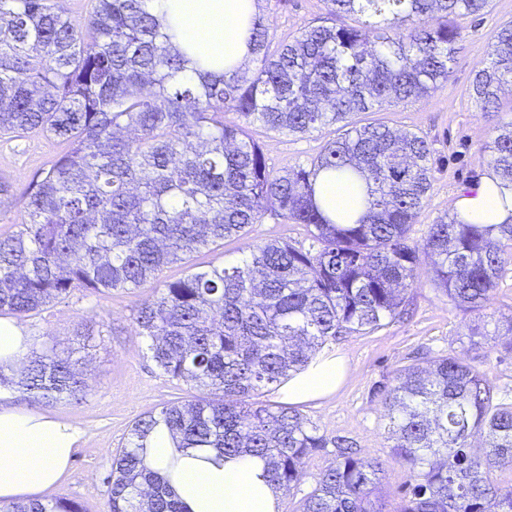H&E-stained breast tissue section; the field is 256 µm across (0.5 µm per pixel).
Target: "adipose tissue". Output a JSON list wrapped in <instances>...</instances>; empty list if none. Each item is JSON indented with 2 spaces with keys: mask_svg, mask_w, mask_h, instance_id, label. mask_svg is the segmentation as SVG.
I'll list each match as a JSON object with an SVG mask.
<instances>
[{
  "mask_svg": "<svg viewBox=\"0 0 512 512\" xmlns=\"http://www.w3.org/2000/svg\"><path fill=\"white\" fill-rule=\"evenodd\" d=\"M154 10L164 30L191 61L242 62L248 55L247 17L253 0H155ZM454 211L474 224L512 223V191L487 172L458 194ZM32 340L14 318L0 317V372L12 374L29 354ZM343 368L332 358L289 380L284 394L302 403L334 392ZM9 390L0 388V503L34 497L54 487L69 468L82 437L69 421L9 405ZM148 464L169 475L171 487L186 512H281V498L266 483L263 460L243 455L215 461L205 452L177 455L165 427L147 442Z\"/></svg>",
  "mask_w": 512,
  "mask_h": 512,
  "instance_id": "1",
  "label": "adipose tissue"
}]
</instances>
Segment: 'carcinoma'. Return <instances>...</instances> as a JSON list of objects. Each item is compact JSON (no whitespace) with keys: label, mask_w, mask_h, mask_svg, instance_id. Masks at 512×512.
<instances>
[{"label":"carcinoma","mask_w":512,"mask_h":512,"mask_svg":"<svg viewBox=\"0 0 512 512\" xmlns=\"http://www.w3.org/2000/svg\"><path fill=\"white\" fill-rule=\"evenodd\" d=\"M318 25L278 37L251 18L252 58L217 73L188 68L152 0H93L87 23L50 0H0V137L42 134L61 152L22 191L19 229L0 236V313L25 317L80 288L136 290L269 213L305 228L309 247L248 245L236 263L165 281L136 309L152 360L201 395L137 419L112 459L109 512H183L141 449L160 424L179 449L252 454L287 491L309 456L336 461L294 512H512V402L448 353L396 370L384 390L391 453L409 491L390 508L383 464L345 437L329 439L296 406L255 400L306 369L329 341L388 326L415 283L409 233L432 188L431 147L414 133L352 117L430 96L448 82L463 40L448 19L489 0H323ZM363 15L361 26L345 18ZM512 22L500 27L469 96L512 112ZM234 119L229 120L226 114ZM346 130L305 165L275 172L252 134ZM512 187V120L485 146ZM365 184L334 211L315 199L321 177ZM424 252L432 281L477 309L512 264V224L443 217ZM77 349L43 346L0 385L49 406L87 390ZM480 432L484 442L471 445ZM0 512H85L67 499Z\"/></svg>","instance_id":"obj_1"}]
</instances>
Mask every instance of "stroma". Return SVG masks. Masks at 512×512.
<instances>
[{"mask_svg": "<svg viewBox=\"0 0 512 512\" xmlns=\"http://www.w3.org/2000/svg\"><path fill=\"white\" fill-rule=\"evenodd\" d=\"M324 15L322 0H288L267 15L272 32L298 31ZM512 21V0H491L482 15L463 19L464 38L445 86L412 103L383 104L365 112L362 122L380 121L392 128L410 130L425 137L432 150L434 181L429 198L410 232L412 245L424 244L429 224L449 214L457 194L490 168L485 145L495 135L500 114L482 111L468 89L476 71L487 62L488 45L506 22ZM326 134L303 137L262 132L258 140L271 169L279 171L315 156ZM55 139L31 135L0 140V179L8 181L12 196L0 199V234L16 231L23 208L16 194L33 174L47 167L59 153ZM285 240L306 245L301 225L264 216L247 235L193 254L188 261L166 267L160 280L184 277L203 267L240 258L249 244ZM151 287L136 291H74L69 297L41 311L22 317L21 323L35 342L50 339L65 349L80 341L82 369L89 387L81 401L60 400L47 411L75 423L83 438L67 474L42 493L45 501L73 499L87 512H108L106 478L113 456L127 444L133 423L164 405L191 399L197 388L164 375L147 350L132 320L137 305L150 297ZM408 311L382 330L341 337L324 346L330 357L342 358L344 378L327 396L302 403L301 411L329 438L355 442L362 457L380 460L384 467L386 501L398 504L405 494L408 469L391 456L385 433V409L378 386L391 382L396 370L422 352L453 353L482 373L505 400H512V336L502 328L512 316V266H506L483 306L463 310L431 283L427 261H420L413 288L407 291ZM481 332L470 340V329ZM329 447L306 460L300 479L283 498L284 512H294L315 487L320 472L335 459Z\"/></svg>", "mask_w": 512, "mask_h": 512, "instance_id": "obj_1", "label": "stroma"}]
</instances>
